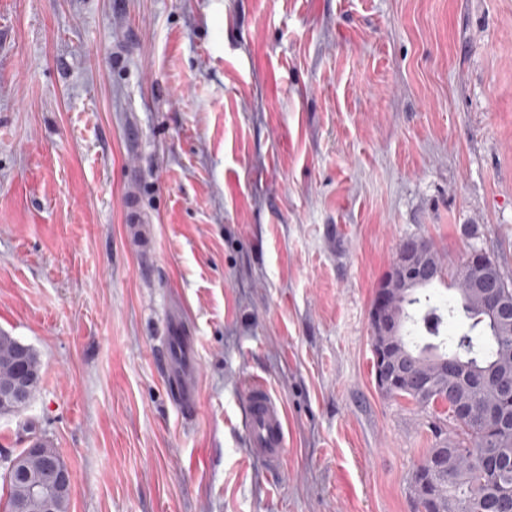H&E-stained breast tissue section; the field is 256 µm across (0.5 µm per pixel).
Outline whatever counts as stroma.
Here are the masks:
<instances>
[{
	"label": "stroma",
	"mask_w": 512,
	"mask_h": 512,
	"mask_svg": "<svg viewBox=\"0 0 512 512\" xmlns=\"http://www.w3.org/2000/svg\"><path fill=\"white\" fill-rule=\"evenodd\" d=\"M153 230L130 243L127 201ZM408 239L512 282V0H0V330L69 512H417L452 424L383 395L369 312ZM186 333L199 393L158 356ZM286 414L271 472L245 394ZM20 354L23 355L22 359L19 358ZM24 372L33 377V384L30 387L31 402L42 381L41 360L33 347L23 344L7 332L0 331V389L12 385L3 392L5 400L19 403L26 401L25 383L14 384Z\"/></svg>",
	"instance_id": "35a3bbf8"
}]
</instances>
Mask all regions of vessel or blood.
<instances>
[{
  "instance_id": "1",
  "label": "vessel or blood",
  "mask_w": 512,
  "mask_h": 512,
  "mask_svg": "<svg viewBox=\"0 0 512 512\" xmlns=\"http://www.w3.org/2000/svg\"><path fill=\"white\" fill-rule=\"evenodd\" d=\"M161 361L169 380L178 391L182 411L194 412L198 398L192 375L196 367L188 351L186 337H170L161 353ZM246 398L251 446L269 467L279 469L286 446L284 410L267 388L256 382L250 384Z\"/></svg>"
}]
</instances>
